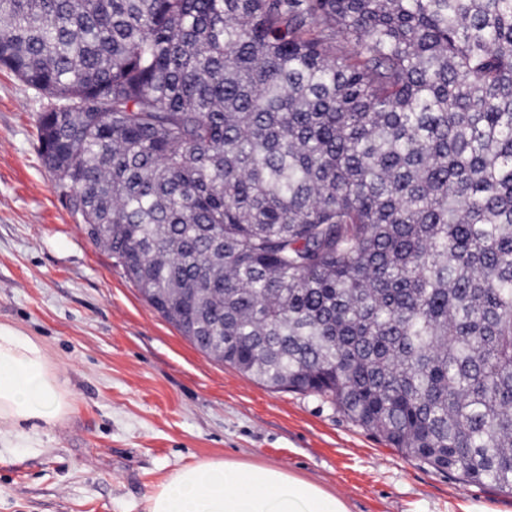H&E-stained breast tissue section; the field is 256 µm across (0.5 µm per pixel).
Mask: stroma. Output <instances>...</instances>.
<instances>
[{"label": "stroma", "mask_w": 512, "mask_h": 512, "mask_svg": "<svg viewBox=\"0 0 512 512\" xmlns=\"http://www.w3.org/2000/svg\"><path fill=\"white\" fill-rule=\"evenodd\" d=\"M49 99L0 68V323L49 349L75 413L0 459V512H142L174 471L276 466L349 512H512V496L404 457L319 396L199 351L87 237L44 166Z\"/></svg>", "instance_id": "obj_1"}]
</instances>
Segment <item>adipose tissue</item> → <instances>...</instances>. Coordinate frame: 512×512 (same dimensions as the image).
<instances>
[{"mask_svg":"<svg viewBox=\"0 0 512 512\" xmlns=\"http://www.w3.org/2000/svg\"><path fill=\"white\" fill-rule=\"evenodd\" d=\"M74 412L70 381L45 344L0 323V456L42 437ZM143 512H348L322 487L274 466L206 459L174 471L145 498Z\"/></svg>","mask_w":512,"mask_h":512,"instance_id":"obj_1","label":"adipose tissue"}]
</instances>
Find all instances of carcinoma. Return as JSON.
Wrapping results in <instances>:
<instances>
[{"label": "carcinoma", "mask_w": 512, "mask_h": 512, "mask_svg": "<svg viewBox=\"0 0 512 512\" xmlns=\"http://www.w3.org/2000/svg\"><path fill=\"white\" fill-rule=\"evenodd\" d=\"M0 67L197 349L512 494V0H0Z\"/></svg>", "instance_id": "cac0c4a2"}]
</instances>
